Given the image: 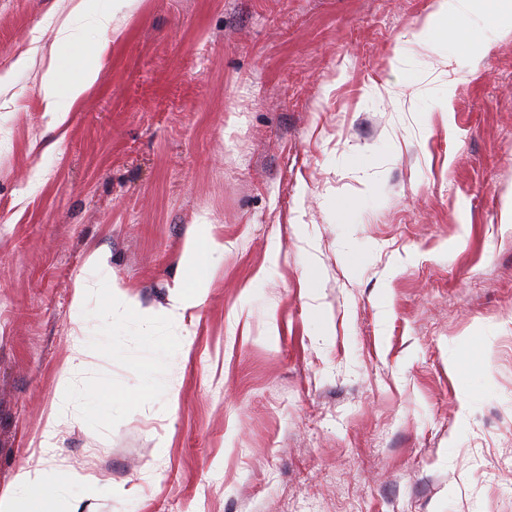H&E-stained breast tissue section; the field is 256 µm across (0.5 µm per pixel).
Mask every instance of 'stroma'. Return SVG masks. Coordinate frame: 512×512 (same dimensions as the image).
Listing matches in <instances>:
<instances>
[{
  "mask_svg": "<svg viewBox=\"0 0 512 512\" xmlns=\"http://www.w3.org/2000/svg\"><path fill=\"white\" fill-rule=\"evenodd\" d=\"M433 0H0V498L73 512H512V36L409 44ZM69 21L74 43L56 41ZM106 42L53 125L51 55ZM400 89L388 96L386 87ZM224 243L163 398L112 431L62 380L136 375L71 308L89 249L163 314L195 225ZM134 0H75L72 13L75 17L83 18L99 31L107 32L112 29L115 16L122 7H130ZM82 477L73 472L49 473L38 467H21L14 478V495L0 500L1 512H55L45 510L66 487ZM17 505L24 506L18 510Z\"/></svg>",
  "mask_w": 512,
  "mask_h": 512,
  "instance_id": "1",
  "label": "stroma"
}]
</instances>
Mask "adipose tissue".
<instances>
[{
    "label": "adipose tissue",
    "mask_w": 512,
    "mask_h": 512,
    "mask_svg": "<svg viewBox=\"0 0 512 512\" xmlns=\"http://www.w3.org/2000/svg\"><path fill=\"white\" fill-rule=\"evenodd\" d=\"M506 9L512 10V0H434L432 13L411 33L410 40L433 51L448 39L473 41ZM104 50L101 44L90 47L91 63L75 74L71 73L66 62L51 59L42 77L41 100L43 110L52 123L64 122L67 113L94 85L98 76L95 60ZM85 266L91 276L76 284L72 301L75 310H82L89 297L96 295L108 303L137 312V302L128 298L113 277L104 252L97 248L90 250ZM76 479L73 472L50 473L36 467L20 468L14 478V495L0 500V512H46L47 506L55 502Z\"/></svg>",
    "instance_id": "ef3b65f1"
}]
</instances>
